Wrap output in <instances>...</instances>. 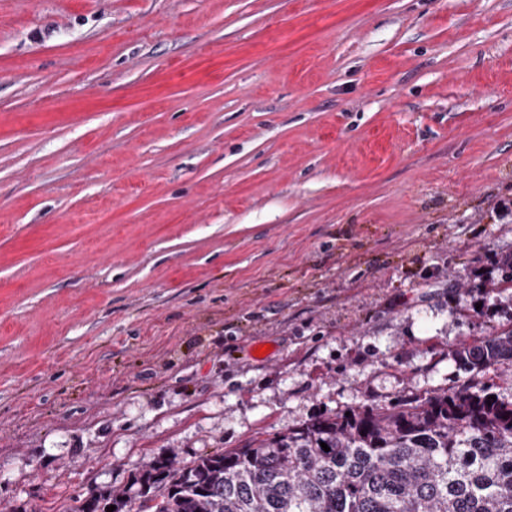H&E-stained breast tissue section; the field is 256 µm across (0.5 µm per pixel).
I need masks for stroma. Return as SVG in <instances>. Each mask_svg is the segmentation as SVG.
<instances>
[{
  "label": "stroma",
  "instance_id": "obj_1",
  "mask_svg": "<svg viewBox=\"0 0 512 512\" xmlns=\"http://www.w3.org/2000/svg\"><path fill=\"white\" fill-rule=\"evenodd\" d=\"M509 253L512 0H0V512L511 398ZM453 359L460 369L474 376L491 367H511L512 323L507 328L462 345L454 351Z\"/></svg>",
  "mask_w": 512,
  "mask_h": 512
}]
</instances>
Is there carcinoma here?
I'll return each mask as SVG.
<instances>
[{
	"mask_svg": "<svg viewBox=\"0 0 512 512\" xmlns=\"http://www.w3.org/2000/svg\"><path fill=\"white\" fill-rule=\"evenodd\" d=\"M453 359L475 375L511 367L512 324L462 345ZM111 505L114 512H512V400L471 383L402 405L318 415L188 465L159 455L125 490L93 487L67 512Z\"/></svg>",
	"mask_w": 512,
	"mask_h": 512,
	"instance_id": "1",
	"label": "carcinoma"
}]
</instances>
